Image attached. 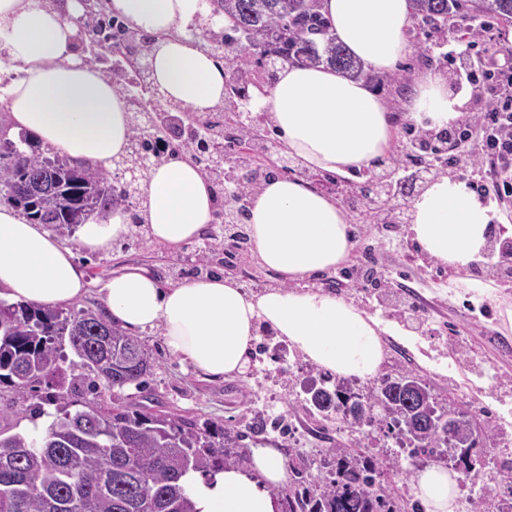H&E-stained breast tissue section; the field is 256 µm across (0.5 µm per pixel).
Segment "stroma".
Segmentation results:
<instances>
[{
  "instance_id": "35a3bbf8",
  "label": "stroma",
  "mask_w": 512,
  "mask_h": 512,
  "mask_svg": "<svg viewBox=\"0 0 512 512\" xmlns=\"http://www.w3.org/2000/svg\"><path fill=\"white\" fill-rule=\"evenodd\" d=\"M412 79L428 74H448V45L423 39L413 45L403 61ZM355 248L349 269L373 265L377 282L363 284L324 273L308 281L321 289L353 301L370 314L409 331L416 338L408 347L398 337L384 336L381 374L414 371L432 381L437 401L465 415L477 429H489L490 447L484 462L489 473L500 471L504 437L495 430L498 418L512 422V331L500 316L512 306V278L483 273L494 289L490 298L475 300L464 286L455 285L456 274L420 252L407 225L386 228L365 224L349 211ZM222 221L210 224L203 239L170 249L151 244L134 225L131 232L107 252L78 251L77 259L90 274L89 293L78 301L81 309L102 308V281L112 271L136 265L148 268L168 287L207 273L234 278L250 294L275 285L278 276L263 267L253 252H224ZM412 299L415 308L403 307ZM152 354L154 365L143 389L127 387L124 400L138 402L150 396L159 410L178 414L197 423L215 421L238 431L241 454L272 446L286 458L302 456L318 462L324 449L348 443L349 428L342 420L310 416L299 406L312 381L321 380L324 369L295 350L280 352L269 328H262L247 371L233 378L213 379L194 372L172 357L156 332L139 334ZM359 453L379 458L386 469L384 480L406 500H414V479L405 477L408 462L393 440L372 433L357 446Z\"/></svg>"
}]
</instances>
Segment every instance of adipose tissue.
<instances>
[{"mask_svg":"<svg viewBox=\"0 0 512 512\" xmlns=\"http://www.w3.org/2000/svg\"><path fill=\"white\" fill-rule=\"evenodd\" d=\"M130 30L155 39L148 57L163 102L204 114L224 102V64L186 36L215 25L210 0H109ZM338 39L367 73H387L411 51L412 0H322ZM81 0H0V66L22 76L6 89L13 130L97 167L125 153L131 136L127 100L79 55ZM253 104L280 133L282 149L307 170L345 177L371 168L390 151L395 116L366 76L325 66L283 65L269 93ZM464 101L446 78L415 81L408 115L427 130L458 122ZM150 243L169 248L203 237L213 219L211 183L189 157L176 154L150 167L141 182ZM489 210L465 182L443 175L414 197L409 231L436 263L459 273L481 261ZM129 231L126 212L92 217L74 246L0 205V288L10 298L60 308L87 291L77 250L109 249ZM252 250L282 283L247 294L221 274L168 288L146 269L128 266L103 281L104 311L131 333L159 330L170 354L212 377L244 374L260 325L273 328L307 360L340 377H374L383 358L381 323L353 303L304 288L312 276L345 263L354 243L346 210L298 177L263 181L247 225ZM279 449L255 448L248 467L227 469L214 482L189 474L197 512H276L270 487L284 485ZM425 512H455L458 486L447 470L430 467L416 481Z\"/></svg>","mask_w":512,"mask_h":512,"instance_id":"ef3b65f1","label":"adipose tissue"}]
</instances>
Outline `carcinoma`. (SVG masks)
I'll list each match as a JSON object with an SVG mask.
<instances>
[{
  "instance_id": "1",
  "label": "carcinoma",
  "mask_w": 512,
  "mask_h": 512,
  "mask_svg": "<svg viewBox=\"0 0 512 512\" xmlns=\"http://www.w3.org/2000/svg\"><path fill=\"white\" fill-rule=\"evenodd\" d=\"M215 11L231 17L224 38L211 41L209 54L224 61L228 94L241 97L254 81L232 82L248 68L244 54L288 64H322L351 77L363 66L336 38L320 11V0H215ZM414 28L441 35L462 31L458 21L481 15L512 19V0H413ZM126 154L133 158L149 143L136 115ZM169 128L188 133L182 149L208 160L206 153L233 161L222 139L207 143L195 130L171 118ZM137 191L112 183L111 174L87 163L49 154L29 134L0 138V202L23 210L37 224L73 231L96 214L130 204ZM69 344L74 359L67 360ZM153 366L137 337L103 313H65L0 299V386L14 394L0 406V512H197L184 481L196 473L211 481L239 462L240 434L222 423L195 421L124 402L119 392L141 388ZM112 392V399L105 392ZM26 407L18 411L15 404ZM306 403L336 415L352 434L385 429L411 453L451 462L458 481L495 482L472 449L489 439L461 419L450 430L434 425L453 409L440 404L429 382L411 370L383 375L361 391L340 379L310 390ZM50 418L44 432H12L22 417ZM324 471L310 483L277 489L282 512H406L391 488L382 484V462L327 448Z\"/></svg>"
}]
</instances>
